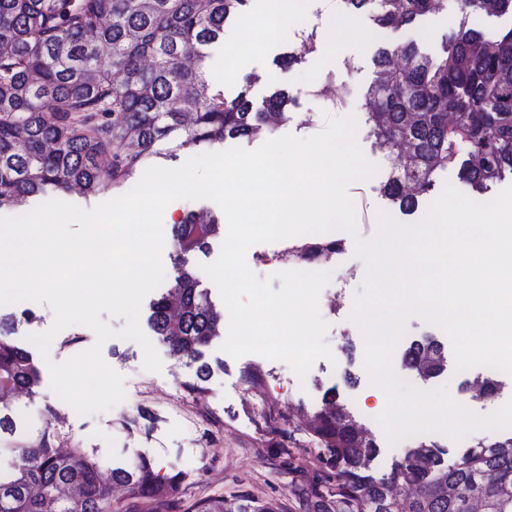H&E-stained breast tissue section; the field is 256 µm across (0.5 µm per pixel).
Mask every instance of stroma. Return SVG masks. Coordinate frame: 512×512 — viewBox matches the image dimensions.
I'll use <instances>...</instances> for the list:
<instances>
[{
  "label": "stroma",
  "instance_id": "1",
  "mask_svg": "<svg viewBox=\"0 0 512 512\" xmlns=\"http://www.w3.org/2000/svg\"><path fill=\"white\" fill-rule=\"evenodd\" d=\"M298 8L283 26L271 28L257 19L266 0H253L248 16L226 27L224 45L212 49L209 67L219 77L228 63L244 74L257 75L251 88L254 101H261L269 86L285 88L293 99L286 121L272 125L270 137L286 134L309 137L325 126V114L354 115L357 142L365 157L377 165L371 178L353 182L349 194L355 202V233L339 231L340 250L324 267L332 273L322 290L319 308L328 323L325 337L334 358L316 360L299 385L289 366L258 354L239 358L221 351L220 340L205 350L211 372L203 394L187 385L195 377V367L176 357L162 340L153 345L162 360L160 372L143 368V350L133 340L112 338L102 347L105 362L125 378V400L108 412L83 416L62 401L51 388L49 370H42L35 394L11 403L18 428L10 435V449L0 450V468L16 460L15 448L34 444L45 428L58 433L57 448L83 449L94 457L102 471L144 457L153 463L159 477L180 474V495L184 505L210 497H230L246 493L259 500H274L284 512H300L293 491L323 477L318 460L324 449L308 425L322 405L328 390L355 416L373 439L376 448L369 462L374 477H387L395 462L418 441L434 442L446 450L449 461L458 460L475 440H495L494 431H477L462 441L440 433L410 436L389 445L376 418L386 407V395L373 384L363 366V336L352 320L354 301L366 275L364 261L355 254L356 239H372L378 230V211H391L380 184L390 171L401 165L391 152L379 147L368 121V91L376 80L373 55L378 46L416 41L420 49L437 55L459 20V0H444L435 13L417 25L398 29L376 27L369 14L346 13L339 0H297ZM355 27L365 37L362 44L330 45L325 32L332 19ZM315 34L316 48L301 63L285 66L282 54L300 49L308 34ZM261 43V50L233 61L234 46ZM344 93L342 103H334L333 90ZM293 239L251 246L246 255L249 268L259 277H272L273 289H280L276 272L298 269L286 251ZM468 375L456 371L447 361L444 371L424 382L433 390L447 387L450 396L480 414L490 413L512 399V377L502 380L497 394L476 398L466 391Z\"/></svg>",
  "mask_w": 512,
  "mask_h": 512
}]
</instances>
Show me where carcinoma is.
Segmentation results:
<instances>
[{
  "label": "carcinoma",
  "instance_id": "carcinoma-1",
  "mask_svg": "<svg viewBox=\"0 0 512 512\" xmlns=\"http://www.w3.org/2000/svg\"><path fill=\"white\" fill-rule=\"evenodd\" d=\"M250 0H0V209L33 197L78 186L95 194L133 177L151 158L187 144L222 143L266 131L274 114L284 119L288 91L273 86L254 107L250 91L259 77L245 78L229 98L209 76V49L224 41V28L238 20ZM348 11H367L379 28L410 26L439 9V0H341ZM477 0H460L458 30L435 57L417 43L383 45L373 55L382 74L393 58L403 61L394 87L377 80L369 90L374 135L393 148L404 144L408 158L382 187L403 214H412L432 191L436 174L457 166L474 196L512 177V28L487 45L473 16ZM470 126V137L448 131V111ZM224 233L218 215L187 214L174 225L176 275L150 305L147 322L180 358L197 364L188 388L203 391L211 366L203 348L222 335L218 313L198 273L184 255L207 253ZM337 240L306 243L288 251L300 260L334 253ZM172 301L179 311H169ZM0 317V400L24 388L34 392L41 371L30 352L12 340L17 322ZM445 345L435 339L411 344L402 367L427 371V381L444 371ZM501 381L486 373L466 388L494 395ZM312 426L325 453L330 485L293 491L304 512H469L468 499L484 495L485 512H512V429L492 443L478 440L450 464L447 452L424 442L398 461L387 478L366 473L374 448L358 439L359 423L335 396H325ZM45 429L34 445L13 449L16 461L0 470V512H144L156 503L181 510V478L159 479L149 460L139 459L103 476L81 449L63 453ZM400 483L415 488L409 499L395 493ZM127 499L113 503L112 485ZM83 497L67 494L72 486ZM186 512H279L245 494L229 500L206 498Z\"/></svg>",
  "mask_w": 512,
  "mask_h": 512
}]
</instances>
